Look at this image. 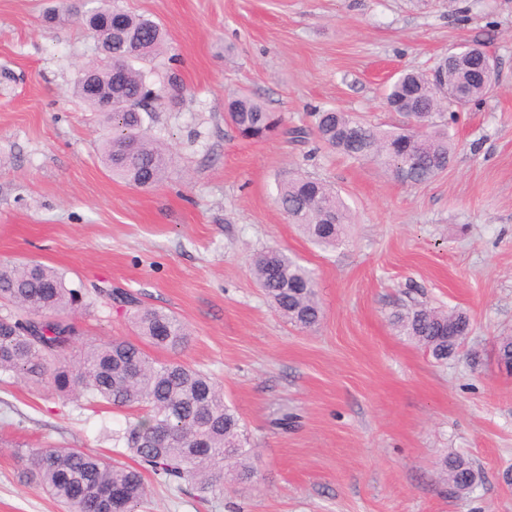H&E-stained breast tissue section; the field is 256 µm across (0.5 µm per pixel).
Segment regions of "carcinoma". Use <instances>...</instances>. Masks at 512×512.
Here are the masks:
<instances>
[{
    "label": "carcinoma",
    "mask_w": 512,
    "mask_h": 512,
    "mask_svg": "<svg viewBox=\"0 0 512 512\" xmlns=\"http://www.w3.org/2000/svg\"><path fill=\"white\" fill-rule=\"evenodd\" d=\"M83 23L95 35L112 41V66L96 64L100 84L112 87L118 99L155 91L147 71L134 66L162 53L166 34L162 26L141 16L114 9L108 15L89 10ZM122 77L112 79V68ZM448 68V85L459 91L452 99L426 74L403 71L387 87L384 105L407 119L426 123L416 138L403 126L374 127L350 112L326 109L313 113L319 141L355 159L380 163L404 183L423 184L444 172L455 153L446 112H456L488 97L489 89L472 78L463 61L441 60ZM74 93L93 111H101L100 97L90 94L81 79ZM110 132L99 144L104 167L126 184L152 189L163 183L169 165V147L151 135L143 112H106ZM225 120L243 137L266 141L289 135L296 141L303 129H288L284 117L269 111L256 97L237 93L225 102ZM276 203L288 222L313 244L334 248L351 223L350 209L329 185L309 177H293L277 188ZM252 274L271 305L289 323L301 329L316 327L322 318L314 273L279 248L256 254ZM97 292L126 309L141 343L113 338L86 342L71 324L82 307L81 290L67 285L57 269L39 261L0 262V376L16 377L90 406L106 403L117 410L134 409L125 426L112 435L124 445L136 466L110 461L82 448L46 446L26 456L27 481L55 498L65 512H139L147 496L145 475L167 486H187L200 494L224 493V477L245 482L252 478L254 449L243 434L238 413L224 402V392L212 376L183 362L158 360L143 345L178 351L190 338L187 326L172 314L142 304L128 293ZM400 333L431 349L438 361L448 357V328L463 333L470 319L463 311L414 307L393 315ZM448 486L455 493L472 491L481 474L473 463L452 454L441 462Z\"/></svg>",
    "instance_id": "obj_1"
}]
</instances>
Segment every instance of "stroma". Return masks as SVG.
Masks as SVG:
<instances>
[{
  "label": "stroma",
  "instance_id": "1",
  "mask_svg": "<svg viewBox=\"0 0 512 512\" xmlns=\"http://www.w3.org/2000/svg\"><path fill=\"white\" fill-rule=\"evenodd\" d=\"M159 22L168 50L144 68L180 79L146 123L166 143V181L112 178L107 130L75 96L96 60L87 0H0V261L32 259L89 290L88 339L136 340L104 288L136 294L190 328L179 360L211 373L242 418L253 480L200 501L150 482L148 512H512V0H110ZM493 53L499 90L450 121L455 157L424 184L395 180L317 138H243L224 120L245 90L288 126L336 107L390 129L382 104L398 69L428 72L449 48ZM301 173L350 207L345 241L310 243L275 204ZM279 247L313 270L323 316L312 331L270 306L253 255ZM416 304L469 315L460 352L438 362L389 321ZM127 414L0 380V512H62L25 483L21 453L81 448L131 464L112 440ZM480 468L450 491L448 453Z\"/></svg>",
  "mask_w": 512,
  "mask_h": 512
}]
</instances>
